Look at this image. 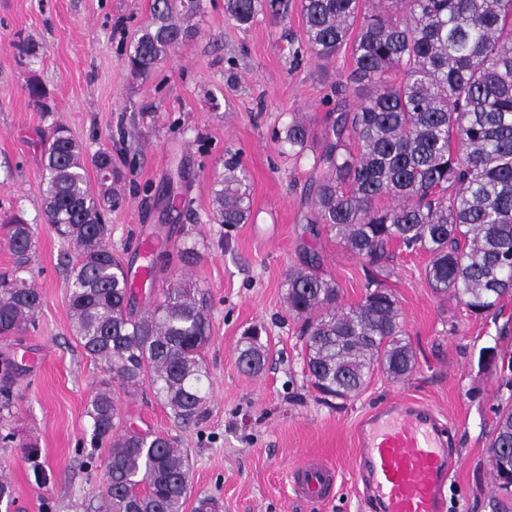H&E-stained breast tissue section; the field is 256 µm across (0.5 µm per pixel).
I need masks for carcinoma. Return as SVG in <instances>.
I'll list each match as a JSON object with an SVG mask.
<instances>
[{
  "label": "carcinoma",
  "mask_w": 512,
  "mask_h": 512,
  "mask_svg": "<svg viewBox=\"0 0 512 512\" xmlns=\"http://www.w3.org/2000/svg\"><path fill=\"white\" fill-rule=\"evenodd\" d=\"M274 0H224L228 19L251 26ZM200 0H153L151 20L131 42L127 62L147 76L184 44V20ZM305 44L319 57L335 55L359 24L353 65L336 109L328 113L321 150L310 164L308 224L336 232L346 248L379 268L362 301L337 305L333 279L318 272L311 255L285 273L287 310L300 322L304 369L324 401L356 397L375 368L395 379L408 376L414 357L403 342L401 313L380 280L385 247L395 241L430 255L426 280L470 315L484 316L512 294V0H301ZM310 123L295 118L276 134L280 146L301 155ZM42 158L45 215L58 236L73 245L69 310L76 339L102 365L87 409L92 440L112 439L101 496L110 512H182L190 492L188 457L176 439L129 430L112 437L119 409L112 391L149 384L174 422L187 427L205 414L211 340L205 292L181 273L164 279L154 302L136 309L129 286L132 265L108 246L103 199L91 189L82 148L56 123ZM102 182L117 175L112 152L92 157ZM171 208H187L182 185L170 178ZM218 224H245L251 212L249 177L235 156L213 182ZM13 255L0 272V338L35 326L40 306L28 285L32 231L19 216L0 225ZM172 254L159 250L151 266L158 278ZM260 330H247L238 363L257 374L268 347ZM0 419L10 410V388L19 365L0 361ZM491 459L498 488L512 471V406L495 409Z\"/></svg>",
  "instance_id": "obj_1"
}]
</instances>
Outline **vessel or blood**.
Returning a JSON list of instances; mask_svg holds the SVG:
<instances>
[{"label":"vessel or blood","instance_id":"1","mask_svg":"<svg viewBox=\"0 0 512 512\" xmlns=\"http://www.w3.org/2000/svg\"><path fill=\"white\" fill-rule=\"evenodd\" d=\"M450 436L432 407L399 398L361 419L354 465L377 512H443L455 466L448 454ZM333 480V469L325 465L297 473V485L309 497L321 496Z\"/></svg>","mask_w":512,"mask_h":512}]
</instances>
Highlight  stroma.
<instances>
[{"mask_svg": "<svg viewBox=\"0 0 512 512\" xmlns=\"http://www.w3.org/2000/svg\"><path fill=\"white\" fill-rule=\"evenodd\" d=\"M152 0H0V223L15 214L30 224L35 244L32 284L41 305L37 325L0 340V357L38 355L16 375L7 428H0V475L14 486L11 512H99L108 448L90 444L86 415L105 373L77 342L68 308V248L44 214L41 158L51 123L67 126L85 156L111 149L123 173V200L108 215V243L135 260L142 231L163 225L172 245L194 248L185 274L210 298L206 362L211 393L206 417L178 428L149 387L117 390L116 433L133 428L177 437L188 454L191 492L183 512L213 499L214 512H372L354 468V429L371 409L394 397L433 407L453 426L460 465L446 489L444 512H494L501 495L491 474L494 410L512 405L505 386L512 369L487 362L485 348L512 356V296L496 313L469 315L453 298L428 287L426 253L391 244L386 288L395 295L415 369L402 380L375 369L348 401L324 402L303 368L299 324L282 286L286 270L309 253L335 280L342 306L361 302L373 268L334 232L310 230L306 182L320 140L301 157L280 154L272 138L293 118L320 130L345 81L351 48L320 58L293 51L304 42L300 0H275L250 27L226 19L224 0H201L195 36L162 59L149 76L126 63L130 43L149 23ZM34 46L20 55L16 42ZM46 92L47 109L30 98ZM237 152L251 181V218L228 227L212 216V183ZM183 172L187 211L168 215L164 189ZM264 328L270 360L244 372V332ZM14 442L2 443L5 432ZM36 445L46 476L37 487L27 458ZM322 462L337 479L323 500L299 495L295 470Z\"/></svg>", "mask_w": 512, "mask_h": 512, "instance_id": "1", "label": "stroma"}]
</instances>
